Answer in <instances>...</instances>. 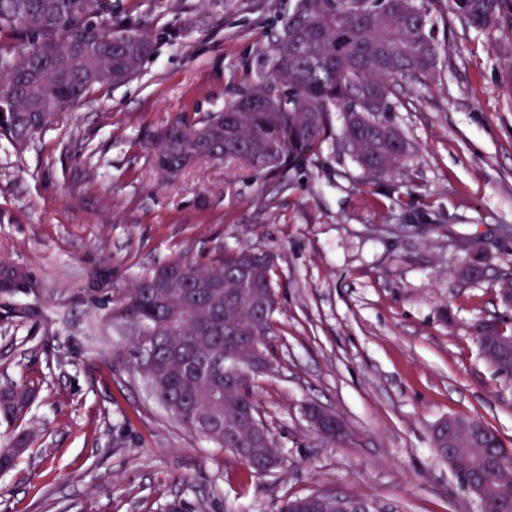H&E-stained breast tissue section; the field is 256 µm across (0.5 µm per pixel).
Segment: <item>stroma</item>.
Returning <instances> with one entry per match:
<instances>
[{
    "mask_svg": "<svg viewBox=\"0 0 512 512\" xmlns=\"http://www.w3.org/2000/svg\"><path fill=\"white\" fill-rule=\"evenodd\" d=\"M154 52L132 80L92 93L24 149L0 140V261L33 289L0 296V385L37 389L34 434L0 474V512H276L314 491L393 512H479L432 446L451 415L512 447V388L475 325L507 308L512 271V17L475 30L434 15L425 84L398 81L384 120L412 145L404 174L366 194L332 145L266 210L247 170L200 161L173 179L151 134L221 106L293 0H120ZM478 239L484 276L468 277ZM249 246L276 256L273 372L255 380L282 468L246 476L180 427L103 327V300L182 257ZM316 403L347 424L330 443Z\"/></svg>",
    "mask_w": 512,
    "mask_h": 512,
    "instance_id": "stroma-1",
    "label": "stroma"
}]
</instances>
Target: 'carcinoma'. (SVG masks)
<instances>
[{"label":"carcinoma","instance_id":"1","mask_svg":"<svg viewBox=\"0 0 512 512\" xmlns=\"http://www.w3.org/2000/svg\"><path fill=\"white\" fill-rule=\"evenodd\" d=\"M447 10L468 27L499 24L505 0H446ZM433 0H294L273 29L262 69L224 107L189 121L178 118L151 136L154 167L175 176L207 155L247 166L251 177L282 186L319 159L330 141L352 157L371 194L375 182L401 172L410 143L378 113L392 83L432 78L440 48L431 35ZM153 51L149 32L123 22L116 0H0V139L19 149L40 137L60 115L91 93L137 76ZM342 113L335 126L334 113ZM279 149L268 161L269 148ZM251 249L242 247L206 265L175 259L139 277L104 306L107 325L128 337V362L157 401L187 431L224 449L259 413L246 377L232 387L202 368L206 358L235 337L241 354L269 347L278 295L274 267L252 261L247 280L237 274ZM220 280L214 291L205 284ZM267 315H255L257 302ZM475 339L486 361L512 384V348L487 347L486 323ZM33 388H0V415L24 421ZM448 436L434 429L433 447L456 461L461 488L484 484L481 512H512V450L477 419ZM28 430L0 443V473L14 469L30 442ZM249 475L269 457L281 458L272 436L262 447L235 449ZM322 493L287 498L278 512H323Z\"/></svg>","mask_w":512,"mask_h":512}]
</instances>
